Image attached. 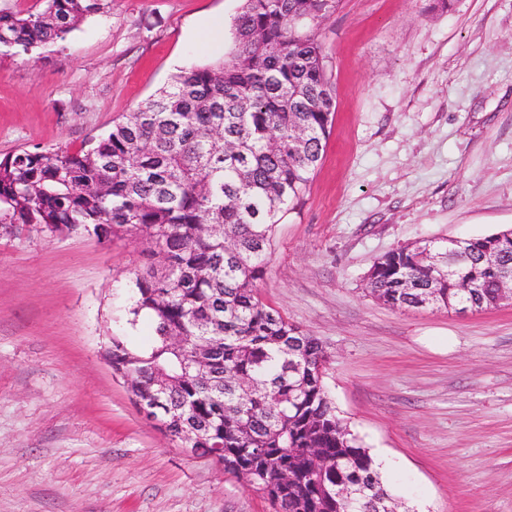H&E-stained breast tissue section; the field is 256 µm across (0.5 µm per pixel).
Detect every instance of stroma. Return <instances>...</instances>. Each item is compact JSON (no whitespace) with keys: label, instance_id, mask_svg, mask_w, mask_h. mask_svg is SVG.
<instances>
[{"label":"stroma","instance_id":"stroma-1","mask_svg":"<svg viewBox=\"0 0 512 512\" xmlns=\"http://www.w3.org/2000/svg\"><path fill=\"white\" fill-rule=\"evenodd\" d=\"M243 0H111L64 40L0 51V157L76 150L182 68ZM336 112L262 300L328 359L337 416L405 512H512V304L397 310L367 273L426 240L512 228V0H341L318 27ZM131 240L0 234V512H275L162 433L103 357L129 325Z\"/></svg>","mask_w":512,"mask_h":512}]
</instances>
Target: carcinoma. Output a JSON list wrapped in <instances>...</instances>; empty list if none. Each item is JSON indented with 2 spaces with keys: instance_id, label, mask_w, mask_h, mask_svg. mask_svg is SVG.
<instances>
[{
  "instance_id": "1",
  "label": "carcinoma",
  "mask_w": 512,
  "mask_h": 512,
  "mask_svg": "<svg viewBox=\"0 0 512 512\" xmlns=\"http://www.w3.org/2000/svg\"><path fill=\"white\" fill-rule=\"evenodd\" d=\"M340 0H244L227 58L176 74L78 150L0 159V224L130 238L129 324L152 344L110 338L106 357L167 431L224 470L259 480L276 512H398L367 449L336 416L317 338L265 304L277 224L303 198L336 110L317 27ZM108 0H40L0 11V48L23 56L62 40ZM499 254V263L490 260ZM512 228L392 251L370 292L395 309L479 311L499 303ZM169 379L160 391L158 378Z\"/></svg>"
}]
</instances>
